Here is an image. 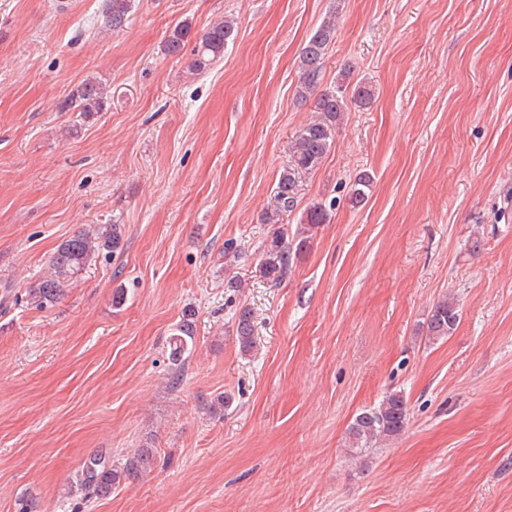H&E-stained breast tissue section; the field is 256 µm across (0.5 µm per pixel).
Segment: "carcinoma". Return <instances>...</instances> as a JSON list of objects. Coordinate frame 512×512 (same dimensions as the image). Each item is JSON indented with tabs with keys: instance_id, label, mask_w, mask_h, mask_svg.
<instances>
[{
	"instance_id": "cac0c4a2",
	"label": "carcinoma",
	"mask_w": 512,
	"mask_h": 512,
	"mask_svg": "<svg viewBox=\"0 0 512 512\" xmlns=\"http://www.w3.org/2000/svg\"><path fill=\"white\" fill-rule=\"evenodd\" d=\"M131 9V0H103L100 27L107 31H120L126 26ZM191 34V24L176 23L165 41V51L170 56L180 55ZM336 34V12L324 18L312 34L300 59V83L298 98L308 100L310 94L322 80L324 59L328 47ZM235 21L222 17L215 20L202 35L194 49V60L190 69L196 73L206 70L224 56V48L235 41ZM372 89L356 84L350 86L346 80L336 82L333 88L322 91L314 98L315 119L304 125L291 146V162L278 178L275 198L277 211L268 213L264 223H279L278 211L294 207L296 179L302 174L316 171L334 143L336 130L349 112L350 105L360 107L372 100ZM107 93L97 82L87 80L61 102L60 111L77 112L86 119L104 109ZM371 177L363 174L355 181L350 192V201L362 205L368 197ZM328 211L320 203L308 207L303 224L293 239L278 228L266 240L258 267L260 277L277 284L288 274L291 251H302L310 245L316 229L327 223ZM122 241L119 224H97L82 230L63 241L57 247L49 271L30 284L28 295L37 305L47 307L63 296L80 277L82 271L92 265L104 251H116ZM459 306L455 300L439 301L431 310L426 324V335L431 340H442L453 333L459 322ZM235 338L243 354L252 352L255 346L251 312L244 308L235 320ZM195 340L192 313L183 315L177 326V334L171 338L169 361L173 379L184 371L185 354L190 352ZM408 425L406 397L392 391L373 408L360 411L348 428L351 442L350 452L356 457L368 455L380 441L401 436ZM156 462L151 448H141L131 456L116 458L112 451L101 450L86 458L75 473L70 484L69 496L84 500L104 497L121 483L149 473Z\"/></svg>"
}]
</instances>
